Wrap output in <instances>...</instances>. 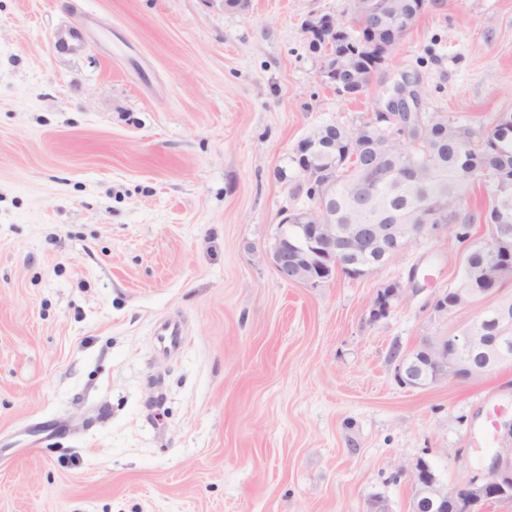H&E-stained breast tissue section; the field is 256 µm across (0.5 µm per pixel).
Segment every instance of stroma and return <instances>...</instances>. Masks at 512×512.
Here are the masks:
<instances>
[{"label": "stroma", "instance_id": "35a3bbf8", "mask_svg": "<svg viewBox=\"0 0 512 512\" xmlns=\"http://www.w3.org/2000/svg\"><path fill=\"white\" fill-rule=\"evenodd\" d=\"M349 5L0 0V512H408L417 460L451 488L487 473L512 363L397 379L447 332L431 305L465 244L442 225L316 287L262 252L307 204L278 172L313 127H353L405 77L422 119L512 114V0H431L356 99L301 31ZM167 317L184 339L163 355ZM384 288L387 289L385 295L381 292L380 298H374L370 306V316L374 321L385 317L394 302L399 300L407 290L399 282H392Z\"/></svg>", "mask_w": 512, "mask_h": 512}]
</instances>
